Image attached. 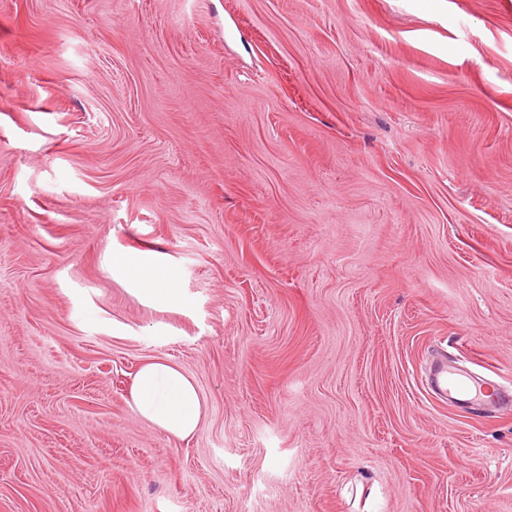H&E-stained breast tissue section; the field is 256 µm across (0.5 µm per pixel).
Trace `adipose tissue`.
Listing matches in <instances>:
<instances>
[{
	"mask_svg": "<svg viewBox=\"0 0 512 512\" xmlns=\"http://www.w3.org/2000/svg\"><path fill=\"white\" fill-rule=\"evenodd\" d=\"M113 263L134 274L139 293L147 300L159 305L182 302V292L174 288L168 269L143 266L130 255L114 258ZM132 403L140 419L179 440L192 437L205 416V401L192 377L163 359L152 360L137 372Z\"/></svg>",
	"mask_w": 512,
	"mask_h": 512,
	"instance_id": "adipose-tissue-1",
	"label": "adipose tissue"
}]
</instances>
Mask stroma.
Instances as JSON below:
<instances>
[{
    "mask_svg": "<svg viewBox=\"0 0 512 512\" xmlns=\"http://www.w3.org/2000/svg\"><path fill=\"white\" fill-rule=\"evenodd\" d=\"M437 358L512 392V0H0V512H512ZM112 265L133 273L140 286L135 290L147 300L159 305H174L183 301L180 288H173L172 275L168 269L158 265L143 266L138 258L130 255L113 258ZM132 403L140 419L179 440L199 430L206 409L192 377L164 359L152 360L137 372Z\"/></svg>",
    "mask_w": 512,
    "mask_h": 512,
    "instance_id": "1",
    "label": "stroma"
}]
</instances>
